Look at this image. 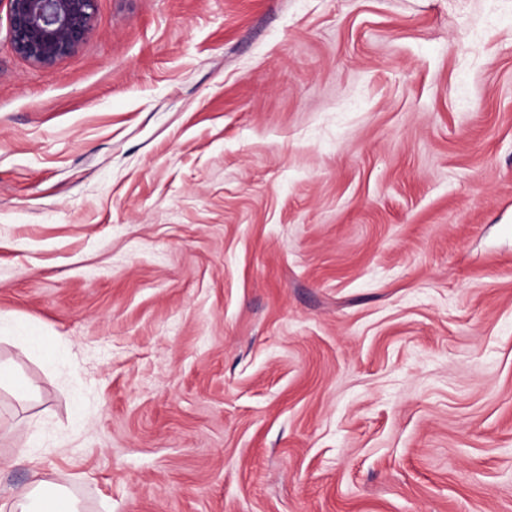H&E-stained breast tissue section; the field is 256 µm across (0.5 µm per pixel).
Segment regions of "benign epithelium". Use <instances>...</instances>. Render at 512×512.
<instances>
[{"label": "benign epithelium", "mask_w": 512, "mask_h": 512, "mask_svg": "<svg viewBox=\"0 0 512 512\" xmlns=\"http://www.w3.org/2000/svg\"><path fill=\"white\" fill-rule=\"evenodd\" d=\"M8 34L14 50L50 66L90 33L97 0H7Z\"/></svg>", "instance_id": "7a95c632"}]
</instances>
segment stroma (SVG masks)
Wrapping results in <instances>:
<instances>
[{
    "label": "stroma",
    "mask_w": 512,
    "mask_h": 512,
    "mask_svg": "<svg viewBox=\"0 0 512 512\" xmlns=\"http://www.w3.org/2000/svg\"><path fill=\"white\" fill-rule=\"evenodd\" d=\"M0 312V504L512 512V0H0ZM8 34L14 50L50 66L90 33L97 0H7ZM15 332L19 336H0L13 338L18 342L23 351L38 353L46 358H51L56 351L46 346L44 336L35 327L27 323H22L13 318L0 314V333ZM0 388L8 389L19 401L27 400L32 387L15 370L9 366L0 363ZM11 508L20 512H79L78 501L63 487L35 480L18 492Z\"/></svg>",
    "instance_id": "35a3bbf8"
}]
</instances>
